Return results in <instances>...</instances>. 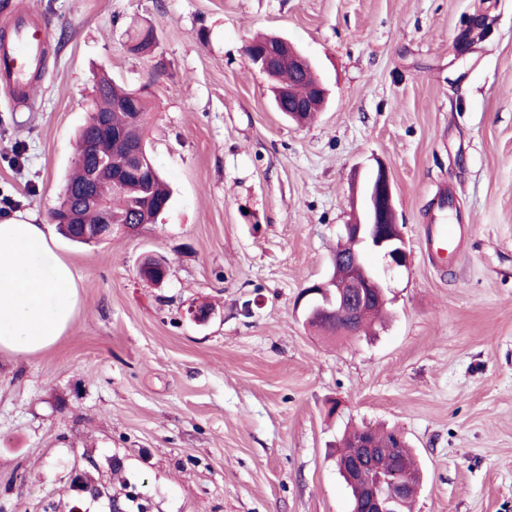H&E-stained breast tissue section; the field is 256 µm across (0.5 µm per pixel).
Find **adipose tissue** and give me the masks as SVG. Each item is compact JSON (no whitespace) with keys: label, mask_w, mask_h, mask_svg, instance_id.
Masks as SVG:
<instances>
[{"label":"adipose tissue","mask_w":512,"mask_h":512,"mask_svg":"<svg viewBox=\"0 0 512 512\" xmlns=\"http://www.w3.org/2000/svg\"><path fill=\"white\" fill-rule=\"evenodd\" d=\"M79 287L47 225L29 213L0 219V352L35 354L72 326Z\"/></svg>","instance_id":"obj_1"}]
</instances>
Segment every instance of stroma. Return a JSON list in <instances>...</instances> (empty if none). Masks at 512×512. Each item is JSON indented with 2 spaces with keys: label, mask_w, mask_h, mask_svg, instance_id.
<instances>
[{
  "label": "stroma",
  "mask_w": 512,
  "mask_h": 512,
  "mask_svg": "<svg viewBox=\"0 0 512 512\" xmlns=\"http://www.w3.org/2000/svg\"><path fill=\"white\" fill-rule=\"evenodd\" d=\"M53 56L35 107L0 90V198L49 221L100 72L147 88L148 147L172 188L138 233L58 238L80 280L65 336L0 353V512H110L121 463L151 512H350L345 430L399 429L424 471L413 512H512V0H13ZM153 28V55L129 51ZM275 34L313 63L302 125L244 54ZM385 164L405 268L388 318L336 340L304 323ZM452 188L445 263L424 228ZM164 256L160 287L138 275ZM211 305L209 322L188 314Z\"/></svg>",
  "instance_id": "35a3bbf8"
}]
</instances>
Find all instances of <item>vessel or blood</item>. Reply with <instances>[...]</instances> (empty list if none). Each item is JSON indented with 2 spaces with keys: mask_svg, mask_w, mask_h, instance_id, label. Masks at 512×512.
I'll return each mask as SVG.
<instances>
[{
  "mask_svg": "<svg viewBox=\"0 0 512 512\" xmlns=\"http://www.w3.org/2000/svg\"><path fill=\"white\" fill-rule=\"evenodd\" d=\"M43 30L39 20L18 9L0 27V85L9 89L14 100L30 99L43 76L49 49ZM449 204L448 191H440L426 232L427 253L433 259L444 255L459 231L458 225L448 221Z\"/></svg>",
  "mask_w": 512,
  "mask_h": 512,
  "instance_id": "obj_1",
  "label": "vessel or blood"
}]
</instances>
